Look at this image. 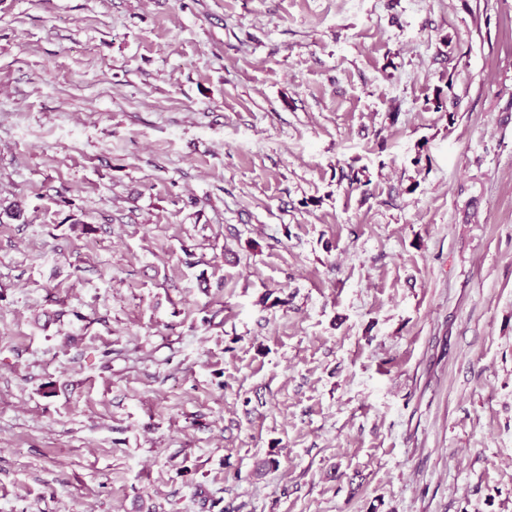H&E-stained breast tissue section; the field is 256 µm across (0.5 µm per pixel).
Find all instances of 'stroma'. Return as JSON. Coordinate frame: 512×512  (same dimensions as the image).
<instances>
[{"mask_svg":"<svg viewBox=\"0 0 512 512\" xmlns=\"http://www.w3.org/2000/svg\"><path fill=\"white\" fill-rule=\"evenodd\" d=\"M0 512H512V0H0Z\"/></svg>","mask_w":512,"mask_h":512,"instance_id":"obj_1","label":"stroma"}]
</instances>
